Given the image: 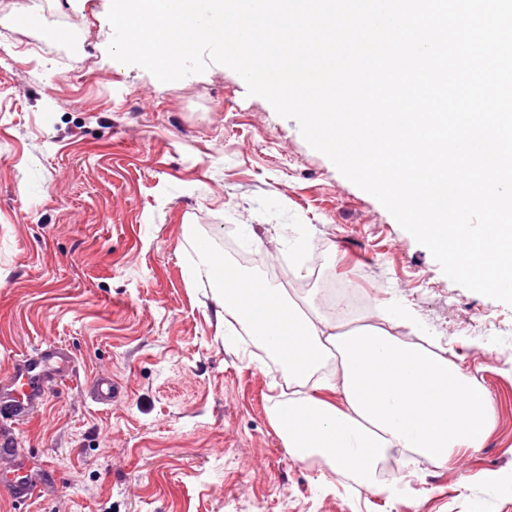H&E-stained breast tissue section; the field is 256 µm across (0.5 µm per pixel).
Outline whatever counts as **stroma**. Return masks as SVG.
<instances>
[{
	"mask_svg": "<svg viewBox=\"0 0 512 512\" xmlns=\"http://www.w3.org/2000/svg\"><path fill=\"white\" fill-rule=\"evenodd\" d=\"M110 4L0 0V378L44 342L70 358L34 417L0 422L34 487L20 504L0 477V512H512V307L448 278L232 69L168 86L110 58ZM226 225L251 275L322 314L349 281L411 309L493 399L482 446L400 466L393 496L292 457L269 416L280 372L187 275ZM301 233L321 263L296 274Z\"/></svg>",
	"mask_w": 512,
	"mask_h": 512,
	"instance_id": "1",
	"label": "stroma"
}]
</instances>
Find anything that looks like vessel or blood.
Listing matches in <instances>:
<instances>
[{
  "label": "vessel or blood",
  "mask_w": 512,
  "mask_h": 512,
  "mask_svg": "<svg viewBox=\"0 0 512 512\" xmlns=\"http://www.w3.org/2000/svg\"><path fill=\"white\" fill-rule=\"evenodd\" d=\"M63 362L61 353L52 347L40 350L22 360L6 383H0V409L14 417H26L39 399L43 384L57 372ZM21 451L17 448L0 449V472L11 474V488L16 501H25L32 493L28 473L18 465Z\"/></svg>",
  "instance_id": "b4317fda"
}]
</instances>
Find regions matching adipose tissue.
<instances>
[{"label": "adipose tissue", "mask_w": 512, "mask_h": 512, "mask_svg": "<svg viewBox=\"0 0 512 512\" xmlns=\"http://www.w3.org/2000/svg\"><path fill=\"white\" fill-rule=\"evenodd\" d=\"M208 280L218 323H232L288 373V396L270 418L296 459L318 454L333 472L379 489L391 457L441 464L481 447L494 408L458 365L427 347L430 331L392 304L377 320L347 327L316 308L302 309L281 285L238 271L223 253L201 246L191 267ZM407 329L414 342L398 336ZM340 402L326 399V392Z\"/></svg>", "instance_id": "obj_1"}]
</instances>
